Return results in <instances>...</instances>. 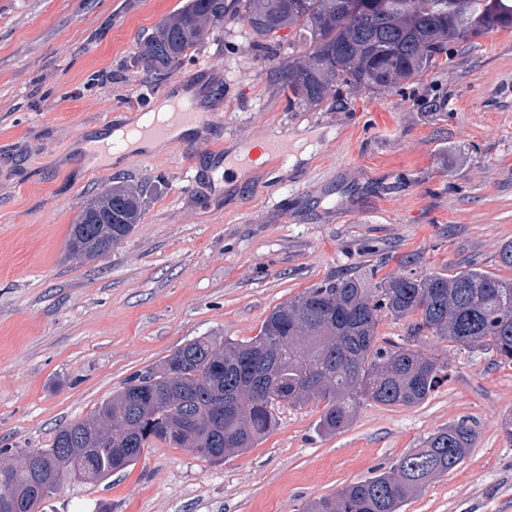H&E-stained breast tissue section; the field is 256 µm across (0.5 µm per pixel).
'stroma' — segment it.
I'll use <instances>...</instances> for the list:
<instances>
[{"mask_svg": "<svg viewBox=\"0 0 512 512\" xmlns=\"http://www.w3.org/2000/svg\"><path fill=\"white\" fill-rule=\"evenodd\" d=\"M185 0H0V449L50 447L57 429L187 341H247L269 313L345 276L499 262L512 242V32L456 46L447 63L383 93L342 89L289 110L274 72L303 44L280 30L264 52L248 26L210 29L172 76L135 62L142 34ZM202 84L216 123L164 151L99 165L84 146L134 123L172 88ZM291 168L238 175L226 158L271 138ZM123 177L144 183L142 218L99 259L72 257L70 225L89 196ZM277 180L278 189L262 184ZM382 314L380 339L448 361L420 404L360 405L320 432L318 401L276 406L257 448L214 464L157 442L98 485L72 482L43 512H302L371 477L442 427L477 432L464 462L403 512H512V364Z\"/></svg>", "mask_w": 512, "mask_h": 512, "instance_id": "obj_1", "label": "stroma"}]
</instances>
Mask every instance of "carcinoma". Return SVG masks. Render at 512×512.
I'll list each match as a JSON object with an SVG mask.
<instances>
[{"label":"carcinoma","instance_id":"1","mask_svg":"<svg viewBox=\"0 0 512 512\" xmlns=\"http://www.w3.org/2000/svg\"><path fill=\"white\" fill-rule=\"evenodd\" d=\"M239 15L256 41L287 27L305 48L277 65L288 109L320 106L339 88L381 92L429 71L446 48L512 31V0H186L137 44L136 63L161 80L210 27ZM143 186L96 192L70 227L68 249L101 258L141 217ZM417 316L416 330L512 364V278L477 268L452 275L356 277L308 288L277 306L246 342L199 336L136 376L85 418L60 427L51 447L5 461L0 512L43 501L66 481L102 483L156 442L212 463L256 447L280 403H324L319 428L345 429L364 401L412 406L448 372V360L377 343L381 313ZM474 429L450 424L386 471L308 503L304 512H402L405 503L468 456Z\"/></svg>","mask_w":512,"mask_h":512}]
</instances>
